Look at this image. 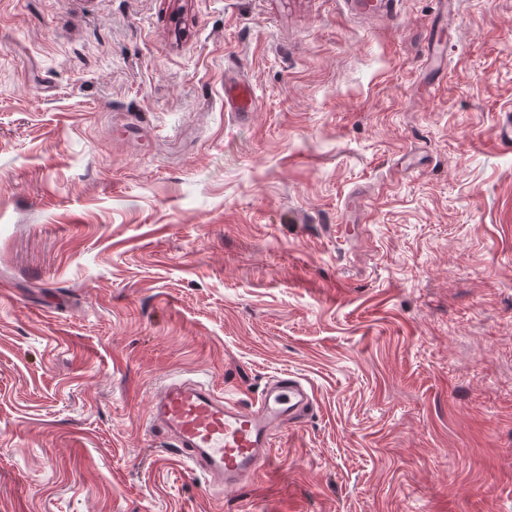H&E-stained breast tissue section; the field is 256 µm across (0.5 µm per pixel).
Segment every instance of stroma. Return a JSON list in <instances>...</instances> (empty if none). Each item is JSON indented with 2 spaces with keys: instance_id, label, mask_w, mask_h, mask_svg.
I'll list each match as a JSON object with an SVG mask.
<instances>
[{
  "instance_id": "1",
  "label": "stroma",
  "mask_w": 512,
  "mask_h": 512,
  "mask_svg": "<svg viewBox=\"0 0 512 512\" xmlns=\"http://www.w3.org/2000/svg\"><path fill=\"white\" fill-rule=\"evenodd\" d=\"M509 115L512 0H0V512H512ZM284 373L238 488L148 425ZM256 106L254 90L244 79H224V108L228 112H252Z\"/></svg>"
}]
</instances>
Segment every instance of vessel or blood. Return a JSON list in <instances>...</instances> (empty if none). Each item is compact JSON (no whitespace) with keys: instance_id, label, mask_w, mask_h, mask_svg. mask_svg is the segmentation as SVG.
Listing matches in <instances>:
<instances>
[{"instance_id":"1","label":"vessel or blood","mask_w":512,"mask_h":512,"mask_svg":"<svg viewBox=\"0 0 512 512\" xmlns=\"http://www.w3.org/2000/svg\"><path fill=\"white\" fill-rule=\"evenodd\" d=\"M255 106L249 83L225 78L227 111L251 112ZM313 405L311 387L291 374L270 382L247 406L216 396L198 381L173 378L155 391L149 425L192 471L228 489L261 474L271 461L275 435L300 425Z\"/></svg>"}]
</instances>
